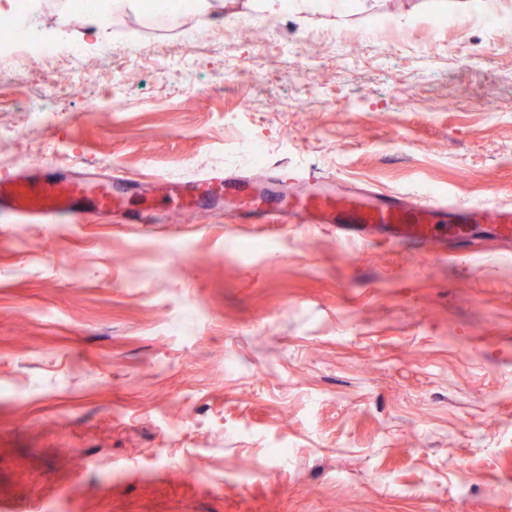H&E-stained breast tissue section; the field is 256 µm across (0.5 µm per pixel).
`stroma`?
<instances>
[{
	"label": "stroma",
	"instance_id": "stroma-1",
	"mask_svg": "<svg viewBox=\"0 0 512 512\" xmlns=\"http://www.w3.org/2000/svg\"><path fill=\"white\" fill-rule=\"evenodd\" d=\"M42 3L33 40L84 56L47 82L0 49V177L39 149L117 204L0 222V512H512V245L341 242L175 193L512 207V0L170 24L144 0L106 35Z\"/></svg>",
	"mask_w": 512,
	"mask_h": 512
}]
</instances>
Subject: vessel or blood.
<instances>
[{
    "instance_id": "vessel-or-blood-1",
    "label": "vessel or blood",
    "mask_w": 512,
    "mask_h": 512,
    "mask_svg": "<svg viewBox=\"0 0 512 512\" xmlns=\"http://www.w3.org/2000/svg\"><path fill=\"white\" fill-rule=\"evenodd\" d=\"M0 200L7 202L9 214L44 224H71L79 206L92 202L96 211H111L115 200L109 184L91 187L84 178H60L52 173L25 178H0ZM246 216L286 218L295 224H332L339 239L358 238L373 228L387 229L397 241L410 240L425 246L440 234L463 239L471 224H493L499 239L512 242V208L489 209L472 203L459 209L456 203L430 195L414 205L401 200L374 201L371 193L358 188L336 197L310 195L296 197L269 210L266 198L254 196L245 202Z\"/></svg>"
}]
</instances>
